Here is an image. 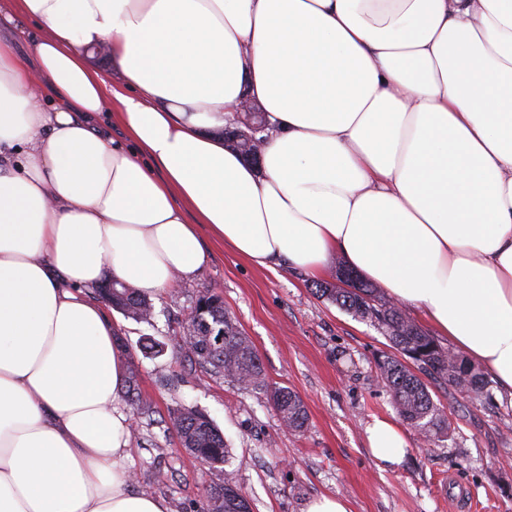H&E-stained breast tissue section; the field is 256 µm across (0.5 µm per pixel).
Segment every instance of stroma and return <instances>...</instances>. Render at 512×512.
<instances>
[{
	"instance_id": "35a3bbf8",
	"label": "stroma",
	"mask_w": 512,
	"mask_h": 512,
	"mask_svg": "<svg viewBox=\"0 0 512 512\" xmlns=\"http://www.w3.org/2000/svg\"><path fill=\"white\" fill-rule=\"evenodd\" d=\"M210 262L193 282L153 298V323L114 313L127 366L142 375L151 417H134L127 469L135 489L164 498L171 512H200L210 485L230 474L252 512H303L322 494L343 496L351 512H512V401L468 396L435 380L427 387L451 429L423 440L401 422L377 365L392 348L369 322L319 297L312 278L258 268L206 241ZM222 296L252 341L270 385L302 400L303 432L285 427L269 396L237 390L194 363L183 329L197 299ZM163 345L145 353L149 342ZM181 406L207 414L229 454L214 470L185 452L167 417ZM400 423L411 442L401 465L373 458V418Z\"/></svg>"
}]
</instances>
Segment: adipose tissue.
<instances>
[{
	"instance_id": "ef3b65f1",
	"label": "adipose tissue",
	"mask_w": 512,
	"mask_h": 512,
	"mask_svg": "<svg viewBox=\"0 0 512 512\" xmlns=\"http://www.w3.org/2000/svg\"><path fill=\"white\" fill-rule=\"evenodd\" d=\"M247 98L256 166L220 135ZM204 228L270 271L343 259L512 398V0H0V512H170L131 487L94 291L197 278Z\"/></svg>"
}]
</instances>
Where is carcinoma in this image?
<instances>
[{
    "instance_id": "cac0c4a2",
    "label": "carcinoma",
    "mask_w": 512,
    "mask_h": 512,
    "mask_svg": "<svg viewBox=\"0 0 512 512\" xmlns=\"http://www.w3.org/2000/svg\"><path fill=\"white\" fill-rule=\"evenodd\" d=\"M317 293L353 315L367 319L388 337L392 346L410 363L396 356L378 362L381 376L389 388L393 403L408 423L430 441L448 434L450 425L444 412L434 403L421 376L441 380L461 393L476 397L483 394L485 375L476 366L472 374L453 376L460 356L437 343L393 302L381 297L369 283L349 291L319 284ZM208 310L191 314L185 330L192 341L189 350L195 361L215 375H221L244 391L269 388L266 374L252 342L241 331L235 317L224 307V300L209 296ZM112 308L138 322H151L154 308L136 288L117 281L112 289ZM124 397L136 414L154 413L152 402L144 395L137 371L130 369ZM270 399L289 429L300 432L307 421L299 397L286 387L274 389ZM169 425L175 429L182 448L190 455L215 467L225 462L228 448L224 435L203 412L179 408L169 413ZM201 512H251L247 499L229 478L215 483L207 491Z\"/></svg>"
}]
</instances>
